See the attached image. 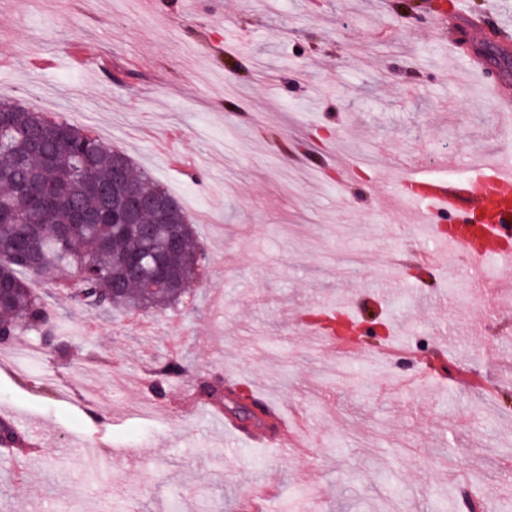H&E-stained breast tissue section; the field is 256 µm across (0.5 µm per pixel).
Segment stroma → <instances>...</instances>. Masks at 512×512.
<instances>
[{"mask_svg":"<svg viewBox=\"0 0 512 512\" xmlns=\"http://www.w3.org/2000/svg\"><path fill=\"white\" fill-rule=\"evenodd\" d=\"M401 2L0 0V98L111 127L206 215L193 308L103 314L61 368L0 346V414L40 446L0 472V512H248L262 483L268 512H512V261L480 285L456 257L420 265L437 238L390 182L502 149L487 86L512 88V0H442L447 31ZM485 11L510 34L474 36ZM457 41L487 48L485 79ZM315 310L383 331L342 356L304 335ZM175 333L189 370L159 400L145 371ZM218 376L305 418L310 447L229 444L185 402Z\"/></svg>","mask_w":512,"mask_h":512,"instance_id":"stroma-1","label":"stroma"}]
</instances>
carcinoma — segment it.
Listing matches in <instances>:
<instances>
[{
    "label": "carcinoma",
    "mask_w": 512,
    "mask_h": 512,
    "mask_svg": "<svg viewBox=\"0 0 512 512\" xmlns=\"http://www.w3.org/2000/svg\"><path fill=\"white\" fill-rule=\"evenodd\" d=\"M0 336L55 324L43 298L25 276L53 283L74 302L97 298L99 310L127 314L176 307L193 290L202 255L180 202L135 170L131 159L97 136L63 118L45 122L43 113L0 100ZM139 202L138 223L121 231L112 224V200ZM130 253L141 255L132 268ZM165 256L176 275L171 284L146 292L153 281V255ZM181 358L165 356L152 372L149 390L158 399L184 376ZM195 400L224 404V380L202 384ZM24 442L13 419L0 417V454L10 457Z\"/></svg>",
    "instance_id": "cac0c4a2"
}]
</instances>
